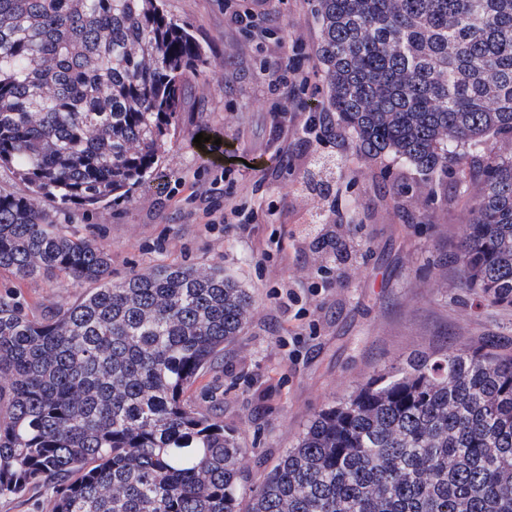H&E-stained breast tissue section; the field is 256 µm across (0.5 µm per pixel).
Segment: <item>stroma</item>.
Masks as SVG:
<instances>
[{
	"label": "stroma",
	"mask_w": 512,
	"mask_h": 512,
	"mask_svg": "<svg viewBox=\"0 0 512 512\" xmlns=\"http://www.w3.org/2000/svg\"><path fill=\"white\" fill-rule=\"evenodd\" d=\"M162 0L188 28L205 63L190 80L158 169L127 196L95 207L44 206L63 232L105 245L112 279L159 264L222 267L253 296L250 318L224 357L191 387L216 408L262 480L321 409L373 374L447 342L503 337L512 306L466 288L452 261L475 185L448 178L447 194L410 166L353 154L343 132L316 116L327 89L313 55L316 0ZM253 11L245 29L232 15ZM302 53L306 86L271 92L276 64ZM288 128L277 136V126ZM220 139L244 170L203 154ZM25 309L74 302L81 287L0 275Z\"/></svg>",
	"instance_id": "35a3bbf8"
}]
</instances>
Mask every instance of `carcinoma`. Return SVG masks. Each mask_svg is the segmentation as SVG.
Here are the masks:
<instances>
[{
	"label": "carcinoma",
	"mask_w": 512,
	"mask_h": 512,
	"mask_svg": "<svg viewBox=\"0 0 512 512\" xmlns=\"http://www.w3.org/2000/svg\"><path fill=\"white\" fill-rule=\"evenodd\" d=\"M325 110L349 148L479 186L456 262L512 305V0H317ZM197 39L161 0H0V270L87 289L36 315L0 291V500L45 512H512V353L417 355L322 409L264 481L189 389L252 297L224 269L112 281L40 200L95 206L162 159ZM47 504V495L38 492L32 495L29 501L20 503L18 501L1 500L0 512H42Z\"/></svg>",
	"instance_id": "cac0c4a2"
}]
</instances>
